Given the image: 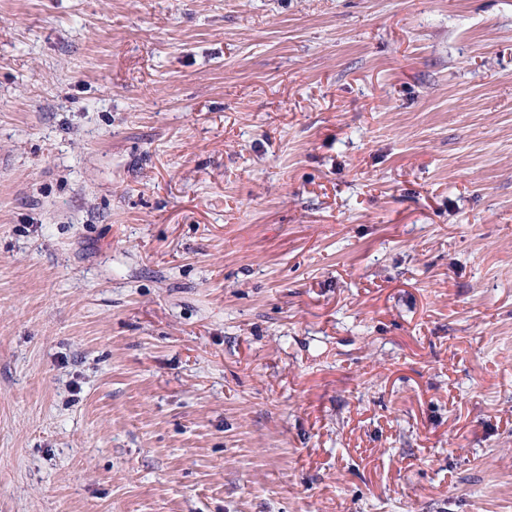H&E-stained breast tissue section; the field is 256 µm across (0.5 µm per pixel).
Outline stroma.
<instances>
[{
	"mask_svg": "<svg viewBox=\"0 0 512 512\" xmlns=\"http://www.w3.org/2000/svg\"><path fill=\"white\" fill-rule=\"evenodd\" d=\"M0 512H512V0H0Z\"/></svg>",
	"mask_w": 512,
	"mask_h": 512,
	"instance_id": "1",
	"label": "stroma"
}]
</instances>
